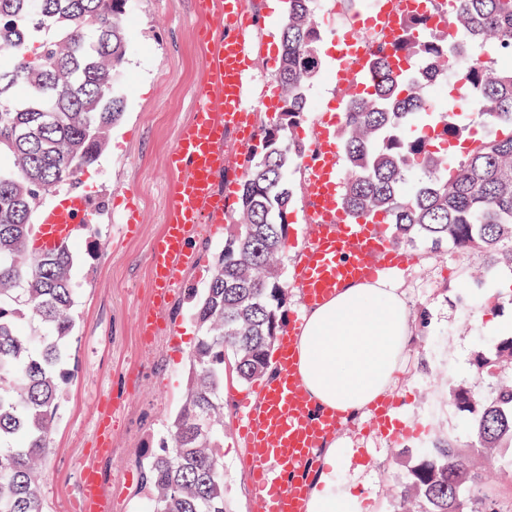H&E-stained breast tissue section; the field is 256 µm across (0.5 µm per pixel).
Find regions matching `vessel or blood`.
Segmentation results:
<instances>
[{
    "mask_svg": "<svg viewBox=\"0 0 512 512\" xmlns=\"http://www.w3.org/2000/svg\"><path fill=\"white\" fill-rule=\"evenodd\" d=\"M202 24L197 43L204 75L194 86L193 113L178 130L167 157L163 230L150 246L149 271L153 303L139 316V333L156 335L164 311L181 285V274L196 262L190 246L206 224L230 217L235 182L216 191L215 172L224 167V135L235 129L241 144L254 130L240 109L241 35L253 24L239 0H195ZM317 152L309 165L312 183L309 233L296 266L293 285L305 307L317 306L349 285L405 270L407 255L391 243L382 225L354 217L340 202L341 172L334 133L320 127ZM93 208L82 192L72 190L45 212L25 250L30 254L56 249L89 229ZM302 323L294 315L276 349L274 377L259 381L260 403L245 406L241 434L261 512H305L306 473L317 453L343 423L342 413L315 409L295 362V335Z\"/></svg>",
    "mask_w": 512,
    "mask_h": 512,
    "instance_id": "obj_1",
    "label": "vessel or blood"
}]
</instances>
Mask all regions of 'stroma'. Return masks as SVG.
<instances>
[{
	"mask_svg": "<svg viewBox=\"0 0 512 512\" xmlns=\"http://www.w3.org/2000/svg\"><path fill=\"white\" fill-rule=\"evenodd\" d=\"M256 20L262 43L249 72L244 92L255 122H272L260 97L262 83L272 81L279 66L276 41L283 15L271 12L269 0H244ZM133 21L128 26L129 50L117 88L124 114L113 127L100 161L85 169L79 187L95 206L94 229L80 235L73 252L72 279L78 288L77 339L58 418L49 439L39 489L44 512H68L79 494L82 468L95 462L98 408L113 399L112 457L102 469L112 484V512H144L149 491L142 483L141 461L155 452L157 440L178 411L187 388L190 349L197 328L190 294L209 278L207 252L224 243L228 224L202 231L195 243V266L182 274V287L167 304L164 332L143 342L137 332V314L150 306L152 286L149 249L161 232L164 190L170 173L167 156L179 127L192 111L194 85L203 75L196 33L201 24L193 0H129ZM355 13L349 0H331L317 14L323 33L321 65L308 97L335 98L329 77L336 68L337 33H353ZM296 203L290 216L288 248L282 280L286 286L281 328L301 310L299 289L292 275L309 226L307 190L303 173L292 177ZM132 195L142 215L137 234L127 236L115 211L117 198ZM406 271L393 280L408 303L413 338L395 373L393 399L404 432L384 434L368 418L346 421L335 436L340 448L355 449L354 463L337 468L333 480L348 487L363 503V512H391V504L407 470L414 448L443 433L468 444L467 419L448 403V381L480 384L492 395V378H477V353L488 352L500 339L490 328L492 318L512 316V295L498 288L512 270L478 274L473 258L452 249L421 247L409 253ZM255 384L236 378L224 382L225 497L233 512H260L248 472L241 460L246 453L240 434L243 401H256Z\"/></svg>",
	"mask_w": 512,
	"mask_h": 512,
	"instance_id": "obj_1",
	"label": "stroma"
}]
</instances>
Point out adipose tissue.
Instances as JSON below:
<instances>
[{"label":"adipose tissue","instance_id":"1","mask_svg":"<svg viewBox=\"0 0 512 512\" xmlns=\"http://www.w3.org/2000/svg\"><path fill=\"white\" fill-rule=\"evenodd\" d=\"M410 332L404 296L387 277L344 288L307 310L295 341L297 370L316 408L365 416L391 393ZM351 457L332 442L323 448L307 512H360L358 497L332 481Z\"/></svg>","mask_w":512,"mask_h":512}]
</instances>
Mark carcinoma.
I'll return each instance as SVG.
<instances>
[{"instance_id":"obj_1","label":"carcinoma","mask_w":512,"mask_h":512,"mask_svg":"<svg viewBox=\"0 0 512 512\" xmlns=\"http://www.w3.org/2000/svg\"><path fill=\"white\" fill-rule=\"evenodd\" d=\"M313 0H286L280 63L274 75L281 106L260 129L261 151L249 156L236 202L237 219L210 276L193 291L197 341L189 353L184 401L158 450L141 462L151 512H232L224 497V360L244 383L258 381L278 335L284 295L282 260L293 191L290 168L309 152L296 129L306 120L307 89L319 69L320 29ZM128 0H0V512H43L35 473L57 417L59 367L71 356L78 315L72 250L63 245L29 256L34 213L57 190L76 183L108 146L124 112L115 85L129 40ZM452 23L474 51L493 40L512 54V0H457ZM37 52L27 54L31 44ZM448 37L434 35L428 17L409 18L399 72L389 56L373 58L372 80L351 96L340 138L347 157L342 204L393 226L399 247L448 244L493 268L512 262V136L490 138L444 178V156L410 127L432 111L424 89L453 63ZM490 127L512 125V69L486 63L460 69ZM23 96L16 95L17 90ZM414 168L415 190L402 184ZM27 316L45 329L22 334ZM478 374L495 375L485 400L448 383V402L470 416L472 441L463 448L444 435L419 449L392 512L412 502L417 512H507L501 493L484 482L487 467L512 468V336L493 356H477Z\"/></svg>"}]
</instances>
